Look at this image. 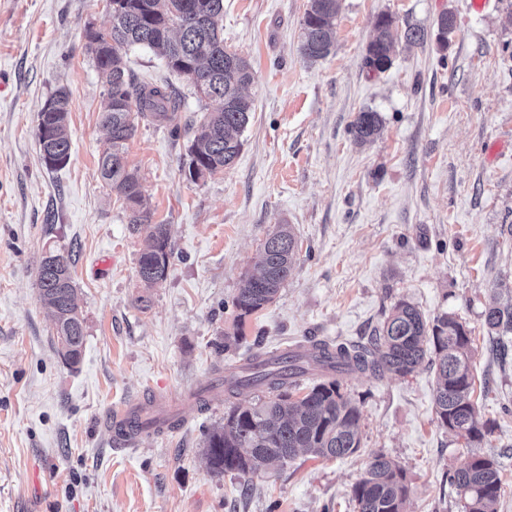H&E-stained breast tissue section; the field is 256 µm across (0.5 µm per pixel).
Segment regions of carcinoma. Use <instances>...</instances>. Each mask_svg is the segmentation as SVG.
I'll list each match as a JSON object with an SVG mask.
<instances>
[{"instance_id": "1", "label": "carcinoma", "mask_w": 512, "mask_h": 512, "mask_svg": "<svg viewBox=\"0 0 512 512\" xmlns=\"http://www.w3.org/2000/svg\"><path fill=\"white\" fill-rule=\"evenodd\" d=\"M115 7L108 28L88 30V51L106 77L107 94L100 123L107 143L98 164L104 183L123 198L132 211L129 231L143 236L137 273L154 286L162 282L169 264L167 225L152 223L138 173L125 160L127 142L141 120L173 124L179 99L169 84L136 83L124 55L131 47H144L162 57L168 68L185 76L191 87L208 89L206 98L218 107L196 125L188 148L187 171L202 166L214 175L231 166L242 143L238 133L249 122L253 101L246 89L254 81L250 63L224 46L218 21L224 0H113ZM339 0H309L305 12L300 52L309 61L328 56L335 43V20ZM394 19L380 14L375 35L368 44L365 65L390 57V30ZM123 109H112V101ZM38 115L41 155H52V168L70 159L69 95L61 89ZM381 131L374 111L358 114L352 125L355 140L373 141ZM297 242L292 228L278 225L262 243L258 273L247 277L233 298L239 323L273 302L288 282L296 259ZM65 269L52 271L42 259L38 286L40 301L62 324L63 336H54L57 352L82 354L84 325L72 276V255L63 256ZM494 350L505 358L512 349V300L487 307L483 313ZM471 330L454 314L425 316L414 304L397 302L384 322L366 342L334 344L319 340L267 357L256 354L239 372L224 380L231 399L239 389L264 386L267 395L249 407L237 404L224 412V423L211 428L203 440L208 471L213 476L234 473L251 478L275 471L299 453L338 458L360 448L361 413L340 392L337 372H368L377 379L412 373L423 361L435 367L433 404L438 424L462 436L466 444L479 447L494 430L483 419L474 397L471 370ZM314 371L328 380L313 385L301 397L294 396L299 379ZM448 484L458 497L460 512H497L502 479L497 461L473 454L464 467L448 473ZM410 488L404 470L380 453L367 463L362 476L351 486L357 512H405Z\"/></svg>"}]
</instances>
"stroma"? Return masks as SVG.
Segmentation results:
<instances>
[{
    "label": "stroma",
    "instance_id": "stroma-1",
    "mask_svg": "<svg viewBox=\"0 0 512 512\" xmlns=\"http://www.w3.org/2000/svg\"><path fill=\"white\" fill-rule=\"evenodd\" d=\"M340 0L331 53L300 52L308 0H224L225 46L246 58L254 110L233 165L205 180L183 167L194 126L214 107L144 48L124 57L135 81L168 83L175 127L139 122L126 145L152 221L168 225L165 280L137 275L140 237L99 174L106 78L86 48L102 0H0V512H355L349 488L383 453L405 471L406 512H460L448 473L470 456L439 426L435 371L381 380L338 375L360 412L361 444L343 458L301 454L244 479L209 474L208 429L229 407L223 380L258 351L309 338L366 342L405 300L452 313L474 338L475 398L495 424L481 453L499 465V512H512V357L499 362L482 313L512 287V0ZM452 11L447 44L437 18ZM395 20L392 64H364L374 22ZM423 37L408 43L404 32ZM70 97L71 156L47 168L37 116ZM378 112L358 145L352 123ZM298 244L275 300L238 323L232 299L277 225ZM73 252L85 321L77 366L56 352L38 293L49 252ZM242 331L228 344L225 334ZM163 396L175 429L123 444L111 407ZM381 131V119L377 112H360L352 125L355 140L364 144L373 141Z\"/></svg>",
    "mask_w": 512,
    "mask_h": 512
}]
</instances>
